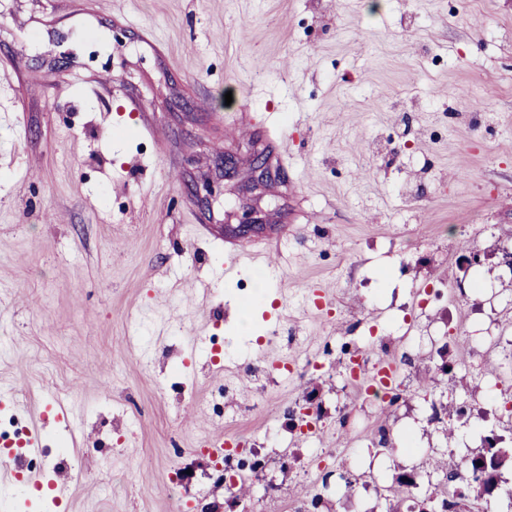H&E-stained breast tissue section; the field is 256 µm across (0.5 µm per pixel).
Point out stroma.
I'll return each instance as SVG.
<instances>
[{"instance_id": "obj_1", "label": "stroma", "mask_w": 512, "mask_h": 512, "mask_svg": "<svg viewBox=\"0 0 512 512\" xmlns=\"http://www.w3.org/2000/svg\"><path fill=\"white\" fill-rule=\"evenodd\" d=\"M68 31L105 62L57 69ZM255 149L283 177L250 193ZM250 207L264 230L237 256ZM506 250L512 0H0V411L49 449L68 425L91 437L29 472L83 470L65 500L12 491L10 512H305L318 489L329 512H422L399 475L492 433L512 448V343L480 347L512 326ZM347 342L398 363L396 404L353 399ZM219 391L268 462L234 503L199 449L223 418H185ZM310 399L309 438L288 410ZM314 448L319 487L298 474Z\"/></svg>"}]
</instances>
